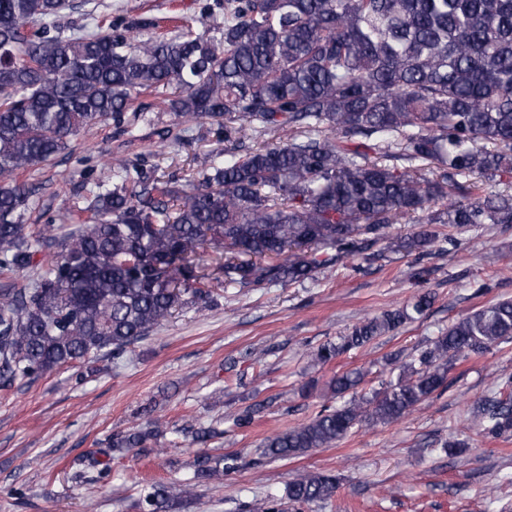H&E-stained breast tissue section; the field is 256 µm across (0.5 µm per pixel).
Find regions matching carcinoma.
<instances>
[{
    "label": "carcinoma",
    "mask_w": 512,
    "mask_h": 512,
    "mask_svg": "<svg viewBox=\"0 0 512 512\" xmlns=\"http://www.w3.org/2000/svg\"><path fill=\"white\" fill-rule=\"evenodd\" d=\"M69 0H0V274L38 269L31 288L0 285V383L71 366L107 350L119 359L186 305L214 301V285L288 286L345 258L380 256L392 226L512 224V194L486 183L512 175V0H224L215 44L187 32L137 39L93 14L65 28ZM170 109L224 129V151L204 157L196 188L138 185L128 164L95 183L90 223L57 235L25 232L36 187L24 175L50 164L86 129L121 114L159 86ZM288 136L242 149L248 132ZM435 170L426 178L416 163ZM439 238L420 229L401 247ZM221 251L218 277L198 271L201 249ZM434 295L352 327L313 350L327 363L424 316ZM512 343V299L448 325L419 365L341 407L266 439L288 459L329 448L354 429L392 423L448 386L452 359ZM359 369L336 375L333 396L354 393ZM512 378L485 398L480 430L512 435ZM161 423L122 431L88 459L85 481L109 475L114 448H145ZM235 458L200 455L175 489L147 488L142 512H176L195 485ZM331 472L288 482L247 512H284L333 498Z\"/></svg>",
    "instance_id": "carcinoma-1"
}]
</instances>
